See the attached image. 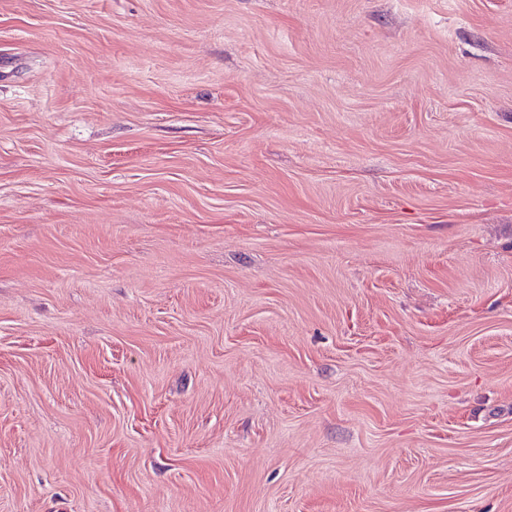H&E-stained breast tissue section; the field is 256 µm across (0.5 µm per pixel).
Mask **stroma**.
<instances>
[{
	"mask_svg": "<svg viewBox=\"0 0 512 512\" xmlns=\"http://www.w3.org/2000/svg\"><path fill=\"white\" fill-rule=\"evenodd\" d=\"M0 512H512V0H0Z\"/></svg>",
	"mask_w": 512,
	"mask_h": 512,
	"instance_id": "obj_1",
	"label": "stroma"
}]
</instances>
